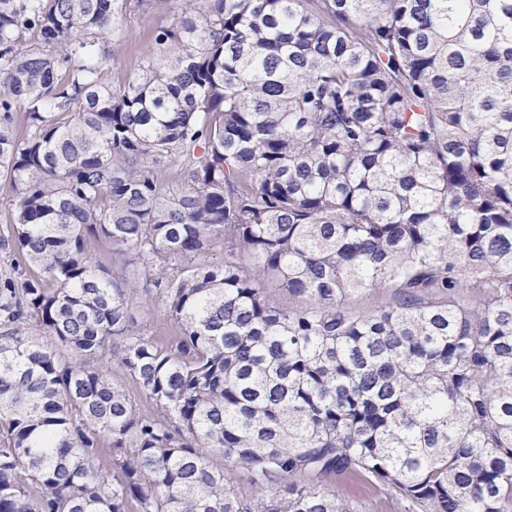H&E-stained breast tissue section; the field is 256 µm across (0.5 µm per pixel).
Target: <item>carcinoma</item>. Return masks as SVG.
Returning a JSON list of instances; mask_svg holds the SVG:
<instances>
[{
    "mask_svg": "<svg viewBox=\"0 0 512 512\" xmlns=\"http://www.w3.org/2000/svg\"><path fill=\"white\" fill-rule=\"evenodd\" d=\"M133 2L0 0V512H512V0ZM179 12V0H172L167 8L149 13L132 8L127 16L125 36L114 51L112 63L102 72V82L109 87H122L137 72L154 32L171 24Z\"/></svg>",
    "mask_w": 512,
    "mask_h": 512,
    "instance_id": "carcinoma-1",
    "label": "carcinoma"
}]
</instances>
